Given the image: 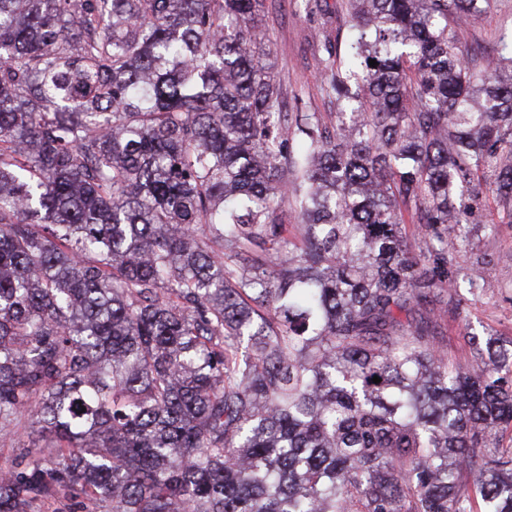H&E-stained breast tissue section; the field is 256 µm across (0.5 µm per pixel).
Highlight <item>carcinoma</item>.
<instances>
[{"label":"carcinoma","mask_w":512,"mask_h":512,"mask_svg":"<svg viewBox=\"0 0 512 512\" xmlns=\"http://www.w3.org/2000/svg\"><path fill=\"white\" fill-rule=\"evenodd\" d=\"M489 4L340 0L325 117L265 0H0V512H512V338L429 325L512 224ZM512 29V0H491L490 7L462 27L459 37L468 45L492 46L500 33ZM441 324V330L444 334L442 336L444 340L445 349L448 351V358L467 362L473 359L474 351L470 348L468 341L465 336L464 321L459 322L453 320L449 316L442 317L439 320ZM44 447L42 435L33 429H28L19 441H2L0 437V466H6L20 452V448H32L33 444Z\"/></svg>","instance_id":"carcinoma-1"}]
</instances>
